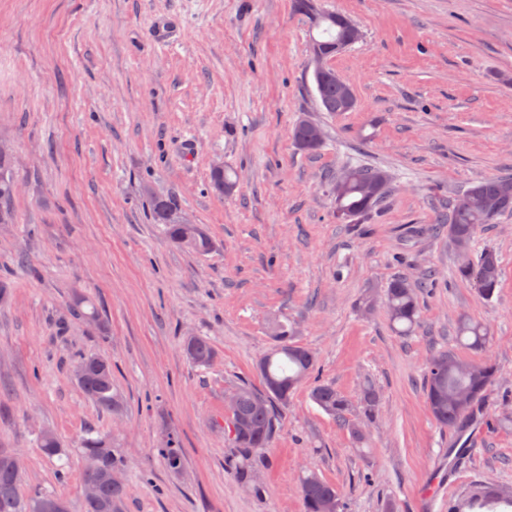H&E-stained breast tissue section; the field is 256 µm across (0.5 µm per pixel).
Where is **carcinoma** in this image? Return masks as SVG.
<instances>
[{
	"label": "carcinoma",
	"instance_id": "obj_1",
	"mask_svg": "<svg viewBox=\"0 0 512 512\" xmlns=\"http://www.w3.org/2000/svg\"><path fill=\"white\" fill-rule=\"evenodd\" d=\"M343 15L324 12L311 22V29L319 35H310L309 45L326 51L325 59L334 53L330 48L346 37L341 23ZM314 82L322 107L327 112H349L356 105V98L348 97L353 87L339 77L329 65L314 71ZM292 139L302 152H312L324 144L322 127L308 119L295 124ZM390 178L383 170L363 164L348 165L341 179L331 180L330 190L336 205V219L352 224L369 215L388 197ZM16 189L13 158L0 147V224H12L15 215L12 201ZM512 209V177H491L480 181L459 194L451 203L448 216V241L454 249L469 250L477 228L494 223L497 216ZM151 219L165 225L171 244L185 247L200 256L210 253L215 243L199 224H183L174 202L168 197L152 198ZM455 278L468 283L482 298L493 296L500 284L499 257L492 249L480 254L468 266H457ZM419 285L403 278L391 281L385 288L382 302L389 324L399 336H409L419 323ZM91 306L85 312L83 306ZM69 309L79 319L103 322L98 309L84 294L73 295ZM273 345L257 363L261 386L241 383L234 387L235 411L225 415L224 430L233 445L232 465L238 482L250 485L254 481L256 459L261 450L271 447L280 424V408L288 405V398L314 369L315 356L311 350L295 342V330L276 320L272 323ZM454 342L468 350L481 352L491 342L488 326L468 315L461 316L456 325ZM183 348L188 359L197 366H210L216 351L203 336H187ZM77 364L86 367L85 377L78 382L82 395L104 412L116 413L122 406V397L113 381L112 362L98 354H85ZM498 368L490 360H465L456 352L442 350L433 354L425 367V399L435 422L450 430L461 429L471 420L474 412L483 405L494 385ZM310 398L329 415L347 423V399L327 384L311 389ZM364 417L374 416L378 396L367 384L361 393ZM81 448L88 461L84 481L99 484L94 498H83L79 512H125L129 489L111 485L105 475L124 467V458L104 435H94L86 430ZM166 468L179 475L185 468V455L179 438L173 433L158 448ZM300 494L304 512H339L341 502L336 487L312 472L300 479ZM50 502L70 506L63 498L49 493L25 496L21 492V475L12 468L9 452H0V512H46ZM512 507V496H504L488 487L470 502L472 509L495 512L500 507Z\"/></svg>",
	"mask_w": 512,
	"mask_h": 512
}]
</instances>
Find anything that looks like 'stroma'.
Wrapping results in <instances>:
<instances>
[{
	"mask_svg": "<svg viewBox=\"0 0 512 512\" xmlns=\"http://www.w3.org/2000/svg\"><path fill=\"white\" fill-rule=\"evenodd\" d=\"M362 38L330 60L355 92L352 111L317 96L309 22L293 0H0V140L13 150L17 221L0 224V448L17 454L22 487L77 512L87 427L126 458V512H302L301 476L336 486L340 512H423L421 492L447 462L454 431L424 398V370L452 349L459 315L491 329L498 380L476 420L482 432L433 512L466 504L477 486L512 490V211L482 225L471 257L494 249L491 299L453 272L460 256L444 204L512 176V0H319ZM178 29L155 42L156 18ZM321 124L325 143L297 150L293 125ZM389 173L392 191L363 223L337 220L328 182L346 164ZM234 183L215 193V165ZM172 196L216 243L199 256L149 219L148 194ZM403 277L422 283L420 323L397 335L366 292ZM106 329L71 318L74 292ZM293 326L316 355L314 377L350 403L369 442L351 434L302 385L261 453L262 494L233 476L227 398L256 382L270 323ZM208 337L210 367L181 344ZM112 362L123 411L79 391L80 355ZM379 402L361 412L364 384ZM53 431L59 455L42 453ZM178 435L181 476L158 448ZM65 482H58V468Z\"/></svg>",
	"mask_w": 512,
	"mask_h": 512,
	"instance_id": "1",
	"label": "stroma"
}]
</instances>
